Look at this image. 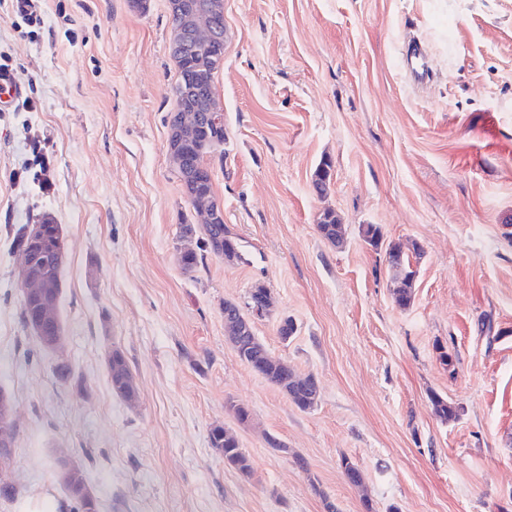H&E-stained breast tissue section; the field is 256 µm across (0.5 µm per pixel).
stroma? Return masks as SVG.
Here are the masks:
<instances>
[{
  "mask_svg": "<svg viewBox=\"0 0 512 512\" xmlns=\"http://www.w3.org/2000/svg\"><path fill=\"white\" fill-rule=\"evenodd\" d=\"M147 5L36 0L28 18L0 0V65L25 89L0 110V392L17 487L0 512H77L62 457L98 512H512V0H224L225 142L209 162L242 258L191 273L176 247L197 218L167 160L172 22L166 0ZM415 45L424 83L406 67ZM328 208L343 245L317 230ZM48 215L66 248L57 351L20 320L10 248ZM389 243L411 253L404 309ZM258 284L273 306L254 332L315 377L310 409L226 340L225 302ZM115 347L135 401L111 390ZM61 357L72 382L53 373ZM434 393L457 420L434 415ZM216 426L253 477L225 466ZM210 442L213 448L224 450V464L239 472L244 478H251L253 465L249 457L239 447L237 436L222 426L214 427L210 432ZM61 475L60 479L65 491L79 503L82 512H96V502L82 468L70 464L69 470Z\"/></svg>",
  "mask_w": 512,
  "mask_h": 512,
  "instance_id": "35a3bbf8",
  "label": "stroma"
}]
</instances>
